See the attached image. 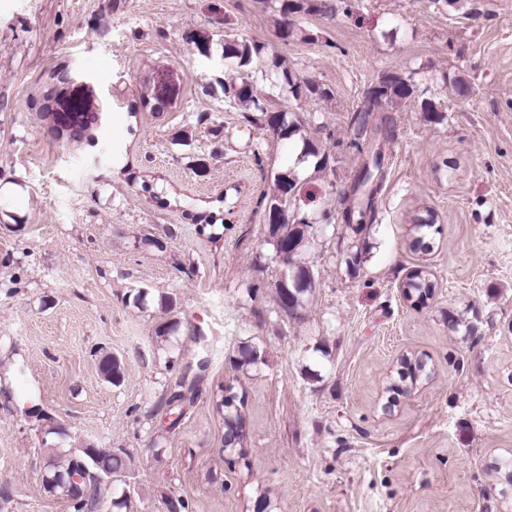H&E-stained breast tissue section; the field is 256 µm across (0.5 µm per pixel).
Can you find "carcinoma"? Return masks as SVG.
Returning a JSON list of instances; mask_svg holds the SVG:
<instances>
[{"mask_svg":"<svg viewBox=\"0 0 512 512\" xmlns=\"http://www.w3.org/2000/svg\"><path fill=\"white\" fill-rule=\"evenodd\" d=\"M351 11L350 0H280L277 32L280 39L289 42L297 36L293 16L298 13H331ZM264 46L239 37L232 33L224 34V58L234 60L239 70L236 80L227 82L217 80V86L224 96L233 99L244 107L243 118L246 122L255 121L254 114H262V120L269 130L278 138L290 140L302 128L298 120H290L286 114L270 108L258 93L248 69L260 58ZM273 75L276 80L286 84L294 99L303 96H328L326 89L309 80H298L292 72L278 59H273ZM215 86V87H217ZM414 83L411 78L398 72L386 73L378 85L365 95L362 108L356 113L352 126L354 139L351 145L363 154L362 162L355 171L350 190L339 198L337 212L341 223L356 235L365 226L367 215L374 212L377 193L383 187L389 161L388 128L393 122L389 115L390 108L409 100L413 94ZM209 87V91H215ZM301 158H315L314 169L321 172L327 169L331 154L320 151L308 138L302 140ZM303 190L300 176L290 171L275 176L274 190L266 199L264 210L268 224L270 242L275 252L288 255V273L278 282L277 296L287 300L290 316L297 317L304 308V297L312 290L313 278L308 268L295 263V257L305 246L309 229L315 224L331 223L327 212L315 216L295 207L297 197ZM293 214L290 225L279 221L283 209ZM186 218L199 222L198 232L214 245L222 239V234L214 232L216 216L191 209L183 210ZM405 294L407 298L417 297L421 300L432 293V284L424 270H416L409 275ZM260 354L257 349L245 344L239 350L235 366L239 369L258 363ZM400 384L397 388L406 394L412 391L422 380L427 378L424 363L416 358L403 357L400 361ZM101 371L105 378L114 385L123 381L124 372L117 358L104 359ZM197 392L196 383H186L181 377L173 391L166 399L171 419L170 427H175L181 420L183 408L194 399ZM244 398L234 391L233 385H219L215 395L214 408L224 421V440L227 450L244 456L246 452L245 416L242 412ZM131 466L129 455L121 449L86 447L84 440H72L66 448H49L44 472L62 482L57 495L69 504L71 512H85L88 508L98 507L105 493L111 488V478L124 475Z\"/></svg>","mask_w":512,"mask_h":512,"instance_id":"carcinoma-1","label":"carcinoma"}]
</instances>
